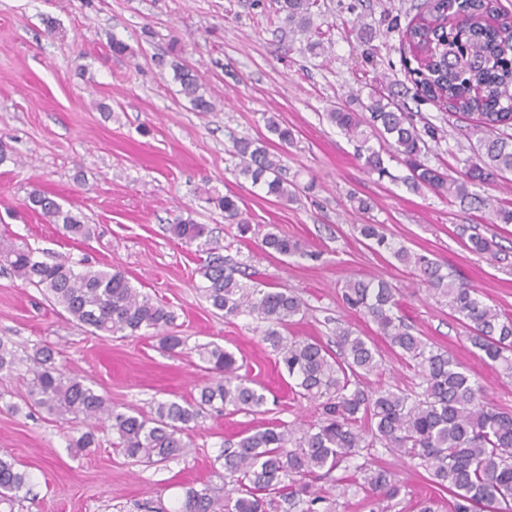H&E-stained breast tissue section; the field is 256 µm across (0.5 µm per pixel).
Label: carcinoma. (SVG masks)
<instances>
[{"label":"carcinoma","instance_id":"carcinoma-1","mask_svg":"<svg viewBox=\"0 0 512 512\" xmlns=\"http://www.w3.org/2000/svg\"><path fill=\"white\" fill-rule=\"evenodd\" d=\"M318 0H277L281 15L280 40L308 37L314 26ZM402 38L410 51L423 55L425 69L414 83L422 93L439 99L454 114L475 116L466 134L473 140L471 156L457 176L428 165L427 140L443 138V130L418 126L414 114L386 97L377 88L362 98L354 95L356 107L336 106L327 120L357 142L358 159L380 176L389 175L384 156L396 158L407 168L405 181L415 190L429 189L478 209L491 210L501 224H512V208L494 204L474 191L497 177L512 174V14L498 0H431L427 12L407 26ZM181 94L198 112H210L215 104L195 75L179 59L170 62ZM267 130L280 145L294 142L292 130L271 115ZM376 138L379 147L370 145ZM233 153L241 159L243 175L266 194L281 202L296 199V192L283 172L281 155L247 138L233 141ZM208 203L238 221L241 234L249 225L238 220L240 198L206 191ZM28 209L47 224H60L73 239L90 237L92 228L81 216L64 208L40 189L25 201ZM181 243L202 248L206 258L198 269L199 290L210 306L224 317L246 314L264 323L262 340L278 357L291 380V389L302 399H323V419L299 428L278 425L242 433L224 447V472L229 476L224 496L206 484L183 487L176 512H319L327 501L324 491L313 488L319 472L330 474L342 463L376 443L381 447L419 459L430 481L448 491L450 512H512V411L484 402L483 388L462 366L430 346L395 316V289L383 280L349 281L344 302L371 318L380 333L415 369L422 379V392L396 387H362L365 376L379 371L377 349L349 330L338 335L340 358L315 340L287 336L294 318L304 314L298 296L258 283L241 284L226 270L224 256L203 240L207 228L190 218H177L170 225ZM360 235L377 251L391 255L399 264L418 272L431 290L448 298L451 315L470 330L469 339L479 357L512 375V315L484 303L474 289L448 280L441 265L412 252L387 237L377 224H362ZM262 247L282 257H315L299 242L268 233ZM474 254L493 252V241L472 234L466 244ZM0 263L25 285L39 290L62 308L73 321L101 336L159 337V348L175 353L185 340L171 331L176 316L166 305L132 285L120 270L74 268L66 259L41 260L28 245L0 237ZM198 355L208 373L197 396L182 402L159 400L150 412L115 407L82 377L65 374L55 362V351L38 346L23 357L14 343L0 338V376L14 374L27 386L24 406L43 411L81 428L70 447L79 450L95 445L96 434L112 433V445L129 459L156 465L187 454L185 431L203 414L259 412L267 403L264 391L238 373L234 354L218 343L198 346ZM363 474L353 485L378 505L392 501L403 491L390 473L363 463ZM31 492V476L18 467L12 454L0 453V512H13L20 494Z\"/></svg>","mask_w":512,"mask_h":512}]
</instances>
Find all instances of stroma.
<instances>
[{"label":"stroma","mask_w":512,"mask_h":512,"mask_svg":"<svg viewBox=\"0 0 512 512\" xmlns=\"http://www.w3.org/2000/svg\"><path fill=\"white\" fill-rule=\"evenodd\" d=\"M314 38L282 44L275 0H0V231L39 251L44 260L125 272L134 285L170 306L182 351L163 352L158 337L97 336L69 320L36 288L0 269V337L18 351L49 342L56 364L79 374L118 407L148 410L164 398L196 396L205 373L196 345L216 342L234 353L240 371L268 388L260 413L212 414L199 419L185 439L187 456L157 465L126 459L110 433L95 447L70 448L73 424L45 414H14L27 387L18 376L0 377V452H11L33 478L32 498L15 512H149L174 507L188 482L224 492L218 456L243 431L270 423L314 422L323 405L296 399L287 373L261 339L262 326L242 315L215 314L198 290L201 253L173 238L175 217L206 225L235 277L299 296L306 309L289 335L321 342L338 353L336 332L345 328L373 342L382 359L364 387L391 385L410 392L421 380L363 313L344 304L351 279H383L397 290L398 315L415 335L446 351L484 386L488 401L512 410V379L477 356L469 333L446 302L429 291L411 268L377 253L358 227L380 224L411 251L436 260L443 273L475 288L489 305L512 314V224L487 210L460 206L429 190L413 191L406 168L391 159L389 177L369 173L354 141L326 119L352 92L381 85L414 112L417 124L432 123L444 137L431 144L429 165L456 173L469 154L467 121L419 100L403 65L409 50L389 22L406 25L429 0H318ZM377 36L364 46L351 30L355 17ZM124 42L126 55L112 53ZM179 53L217 101L211 112L194 111L164 61ZM276 115L292 128V145L280 146L264 118ZM267 141L280 152L285 174L299 192L282 203L266 196L240 173L234 139ZM53 194L81 213L94 236L68 238L55 224L28 211L32 189ZM240 197L247 233L225 221L206 201V190ZM370 201L369 213L353 200ZM275 232L298 241L315 259L266 253L261 240ZM495 243L492 254L469 252V235ZM360 461L388 470L407 493L386 512H416L433 498L435 512H448V493L427 472L381 446L363 449ZM356 472L344 463L332 479L317 480L334 512H371L352 488Z\"/></svg>","instance_id":"35a3bbf8"}]
</instances>
